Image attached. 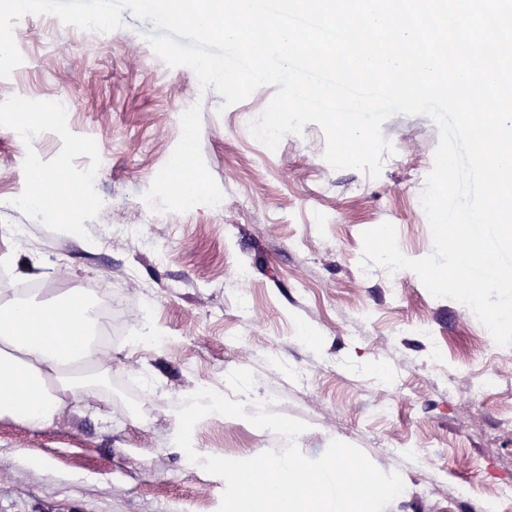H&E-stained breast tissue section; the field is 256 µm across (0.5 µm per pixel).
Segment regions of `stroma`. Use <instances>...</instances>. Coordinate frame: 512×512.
<instances>
[{
	"mask_svg": "<svg viewBox=\"0 0 512 512\" xmlns=\"http://www.w3.org/2000/svg\"><path fill=\"white\" fill-rule=\"evenodd\" d=\"M122 19L84 35L25 16L14 29L23 62L0 79V214L27 225L30 239L21 247L0 233L9 287L40 283L45 300L71 288L112 296L106 399L72 403L52 428L0 420V512H218L223 480L187 470L174 442L177 409L204 381L247 401V413L261 401L306 423L296 445L308 458L340 440L399 473L405 489L385 512H481L512 481V346L411 271L360 276L361 234L382 223L394 225L405 256L432 252L417 201L436 124L405 114L383 123L395 153L376 178L332 168L314 123L267 153L249 125L274 87L224 106L190 68L153 52L151 22L127 10ZM23 103L36 121L19 137L12 118ZM60 111L68 125L55 124ZM89 166L100 179L78 216L82 233L69 219L16 208L36 170L77 185ZM127 224L143 225V236L119 238ZM238 263L247 283L231 277ZM418 320L434 339L410 331ZM147 326L168 344L129 348L126 334ZM435 340L445 365L430 361ZM477 373L495 388L475 394ZM143 375L160 393L139 395ZM192 443L202 457L246 459L285 440L209 415ZM459 484L471 485L470 498L457 497Z\"/></svg>",
	"mask_w": 512,
	"mask_h": 512,
	"instance_id": "1",
	"label": "stroma"
}]
</instances>
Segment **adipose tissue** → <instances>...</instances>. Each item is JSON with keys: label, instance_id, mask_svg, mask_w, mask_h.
<instances>
[{"label": "adipose tissue", "instance_id": "ef3b65f1", "mask_svg": "<svg viewBox=\"0 0 512 512\" xmlns=\"http://www.w3.org/2000/svg\"><path fill=\"white\" fill-rule=\"evenodd\" d=\"M67 323V334L56 331ZM84 289L50 303L0 289V419L50 428L72 402L102 394L112 350Z\"/></svg>", "mask_w": 512, "mask_h": 512}]
</instances>
